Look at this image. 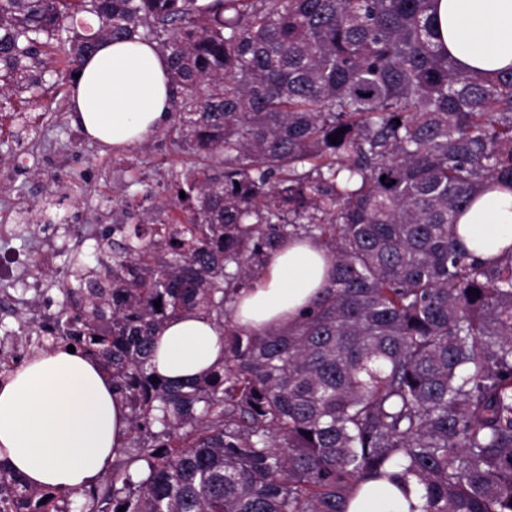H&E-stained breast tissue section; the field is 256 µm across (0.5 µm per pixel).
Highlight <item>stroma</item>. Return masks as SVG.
Wrapping results in <instances>:
<instances>
[{"label":"stroma","mask_w":512,"mask_h":512,"mask_svg":"<svg viewBox=\"0 0 512 512\" xmlns=\"http://www.w3.org/2000/svg\"><path fill=\"white\" fill-rule=\"evenodd\" d=\"M52 90L32 108L19 94L0 97V156L11 180L0 184V224L25 221L30 231L15 237V247L41 260L44 219L62 232L77 230L85 250L112 224L127 223L122 197L132 194L146 211L167 199L170 184L193 160L168 130H160L135 149L114 151L90 140L68 118L69 81L48 73ZM25 133L27 154H19L15 133Z\"/></svg>","instance_id":"35a3bbf8"}]
</instances>
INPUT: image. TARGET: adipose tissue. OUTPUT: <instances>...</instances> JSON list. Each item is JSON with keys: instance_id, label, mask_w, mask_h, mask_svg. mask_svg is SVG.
<instances>
[{"instance_id": "adipose-tissue-1", "label": "adipose tissue", "mask_w": 512, "mask_h": 512, "mask_svg": "<svg viewBox=\"0 0 512 512\" xmlns=\"http://www.w3.org/2000/svg\"><path fill=\"white\" fill-rule=\"evenodd\" d=\"M445 47L466 71L494 74L512 67V0H437ZM70 118L100 144L125 149L147 140L172 113L169 63L154 42L100 39L70 87ZM458 232L480 260L512 245V188L500 185L458 218ZM326 250L295 238L264 259L253 288L235 299L234 318L253 328H283L331 286ZM219 333L207 317L181 314L159 334L157 373L182 380L212 368ZM127 410L112 380L93 361L60 350L37 358L0 382V462L32 485L81 490L108 470L122 449ZM416 483L399 488L370 481L347 512H411L421 506Z\"/></svg>"}]
</instances>
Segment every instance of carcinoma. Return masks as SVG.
I'll return each mask as SVG.
<instances>
[{"mask_svg":"<svg viewBox=\"0 0 512 512\" xmlns=\"http://www.w3.org/2000/svg\"><path fill=\"white\" fill-rule=\"evenodd\" d=\"M78 13L96 31L70 30ZM137 37L167 54L197 162L166 220L112 225L93 265L69 252L47 340L112 378L129 451L74 492L0 463V512H346L411 477L422 512H512V246L481 262L457 224L512 185V68L459 69L432 0H0V96ZM297 236L329 253L327 296L290 328L236 324ZM188 312L224 330V358L172 382L156 340Z\"/></svg>","mask_w":512,"mask_h":512,"instance_id":"1","label":"carcinoma"}]
</instances>
